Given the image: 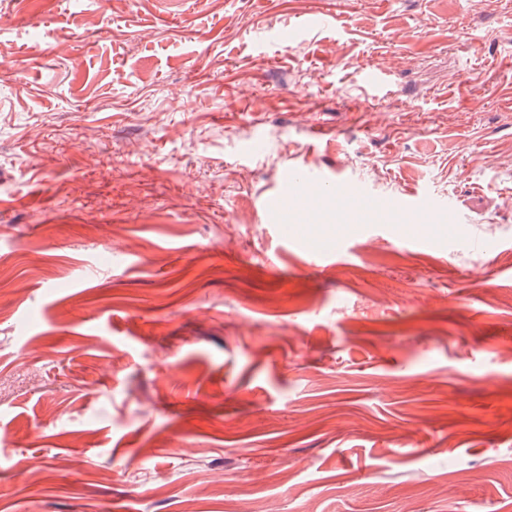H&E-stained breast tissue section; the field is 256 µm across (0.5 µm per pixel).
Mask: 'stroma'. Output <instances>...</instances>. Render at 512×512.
<instances>
[{
	"instance_id": "1",
	"label": "stroma",
	"mask_w": 512,
	"mask_h": 512,
	"mask_svg": "<svg viewBox=\"0 0 512 512\" xmlns=\"http://www.w3.org/2000/svg\"><path fill=\"white\" fill-rule=\"evenodd\" d=\"M0 512H512V0H0ZM299 200L300 198H296L293 201V207H288V202L282 196L275 195L268 198L265 204L274 222L290 241H292L290 234L294 232L288 224H302V216L298 205ZM387 208L397 215L395 224L409 226L407 241L411 246L428 248L434 245V238L430 232L434 206L421 202L419 198H400L388 204ZM368 233V225L365 224H354L353 226H347L342 233L336 234V236H330L326 243H306V250L318 260H325L332 256L336 250L338 253L344 246L346 240L355 236H364Z\"/></svg>"
}]
</instances>
